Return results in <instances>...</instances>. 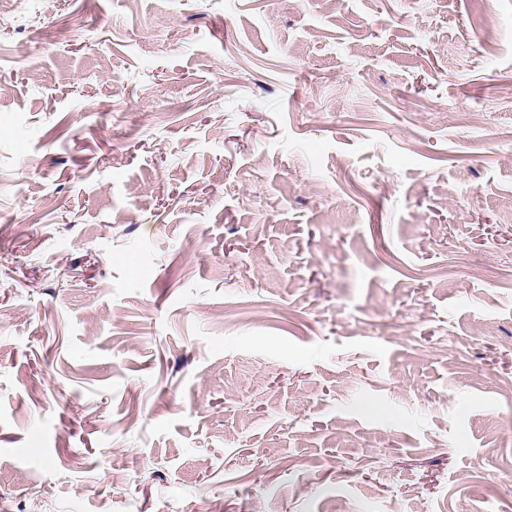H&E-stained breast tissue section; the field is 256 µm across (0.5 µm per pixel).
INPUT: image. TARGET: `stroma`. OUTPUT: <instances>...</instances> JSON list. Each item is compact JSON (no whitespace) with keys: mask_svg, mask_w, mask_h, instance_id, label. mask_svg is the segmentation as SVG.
<instances>
[{"mask_svg":"<svg viewBox=\"0 0 512 512\" xmlns=\"http://www.w3.org/2000/svg\"><path fill=\"white\" fill-rule=\"evenodd\" d=\"M0 512H512V0H0Z\"/></svg>","mask_w":512,"mask_h":512,"instance_id":"1","label":"stroma"}]
</instances>
